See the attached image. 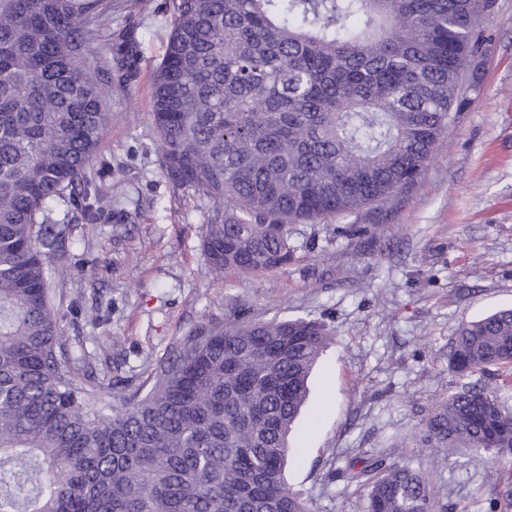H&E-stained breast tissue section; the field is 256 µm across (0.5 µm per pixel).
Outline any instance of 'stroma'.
<instances>
[{"label": "stroma", "instance_id": "stroma-1", "mask_svg": "<svg viewBox=\"0 0 512 512\" xmlns=\"http://www.w3.org/2000/svg\"><path fill=\"white\" fill-rule=\"evenodd\" d=\"M173 0H127L93 46L108 65L122 35L139 55L111 67L110 121L90 169L111 175L95 224L58 205L68 261L53 260L63 336L76 358L107 360L116 397L130 393L199 323L306 318L331 334L290 438L288 482L311 512H362L356 460L405 461L434 485L444 512H488L512 490V464H481L423 446L419 427L458 384L448 353L458 327L512 307V0L480 18L490 36L479 97L449 126L420 186L387 210L296 224L287 266L209 271L201 234L212 204L162 169L152 75L170 35ZM109 66V65H108ZM101 305L96 324L69 299Z\"/></svg>", "mask_w": 512, "mask_h": 512}]
</instances>
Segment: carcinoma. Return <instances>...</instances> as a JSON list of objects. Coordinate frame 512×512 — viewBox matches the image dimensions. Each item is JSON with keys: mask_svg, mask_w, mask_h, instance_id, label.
Masks as SVG:
<instances>
[{"mask_svg": "<svg viewBox=\"0 0 512 512\" xmlns=\"http://www.w3.org/2000/svg\"><path fill=\"white\" fill-rule=\"evenodd\" d=\"M120 0H0V512H310L285 477L288 437L329 342L303 318L201 324L112 407L73 367L49 265L62 201L92 222L88 179L108 125L86 64ZM496 0H174L152 112L163 171L213 201L209 270L291 260L290 227L385 208L417 187L489 40ZM496 368L495 384L468 381ZM466 380L422 441L512 458V308L459 326ZM351 480L365 512H437L429 482L383 456Z\"/></svg>", "mask_w": 512, "mask_h": 512, "instance_id": "cac0c4a2", "label": "carcinoma"}]
</instances>
